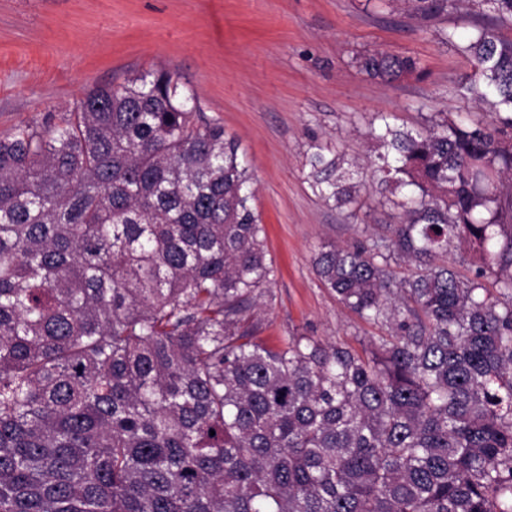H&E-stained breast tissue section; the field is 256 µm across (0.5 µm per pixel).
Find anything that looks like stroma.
<instances>
[{
	"label": "stroma",
	"mask_w": 512,
	"mask_h": 512,
	"mask_svg": "<svg viewBox=\"0 0 512 512\" xmlns=\"http://www.w3.org/2000/svg\"><path fill=\"white\" fill-rule=\"evenodd\" d=\"M479 22L464 8L423 22L396 0H0V135L63 117L93 87L172 71L253 174L275 267L252 310L258 337L303 333L358 350L385 330L345 309L313 258L324 243L379 238L399 210L373 184L350 207L325 202L309 158L375 154L367 130L379 112L409 129L442 112L484 116L461 96L472 60L436 36ZM375 49L413 57L425 78H368L353 58Z\"/></svg>",
	"instance_id": "1"
}]
</instances>
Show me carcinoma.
<instances>
[{"label": "carcinoma", "mask_w": 512, "mask_h": 512, "mask_svg": "<svg viewBox=\"0 0 512 512\" xmlns=\"http://www.w3.org/2000/svg\"><path fill=\"white\" fill-rule=\"evenodd\" d=\"M402 2L491 19L457 44L489 119L371 124L362 169L403 193L399 222L314 258L387 329L361 354L257 339L274 268L252 176L171 73L0 137V512H512V0ZM354 64L424 76L386 50ZM345 163L310 158L338 208L364 186ZM453 249L471 276L438 263Z\"/></svg>", "instance_id": "obj_1"}]
</instances>
